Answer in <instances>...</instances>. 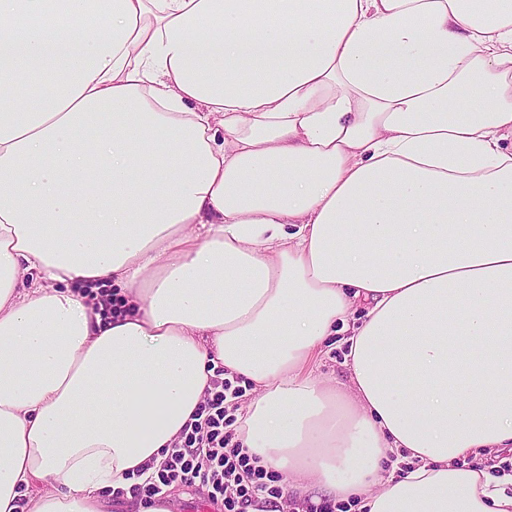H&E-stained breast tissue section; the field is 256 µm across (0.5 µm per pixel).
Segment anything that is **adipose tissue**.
<instances>
[{"instance_id":"ef3b65f1","label":"adipose tissue","mask_w":512,"mask_h":512,"mask_svg":"<svg viewBox=\"0 0 512 512\" xmlns=\"http://www.w3.org/2000/svg\"><path fill=\"white\" fill-rule=\"evenodd\" d=\"M220 366L298 501L512 512V0H0V512H102ZM317 374L332 382L336 380L344 381L347 378L348 370L343 365V356L340 351L334 350L324 358V361L318 365ZM512 448H502L500 449L497 454L496 458L492 459L488 456H485L483 454H480L478 457H474L473 455L470 456L467 461L470 465L478 468H486L487 469L492 465H497L499 468L489 470L492 474H500L502 471L504 472H511L512 470Z\"/></svg>"}]
</instances>
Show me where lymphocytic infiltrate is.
<instances>
[{
  "mask_svg": "<svg viewBox=\"0 0 512 512\" xmlns=\"http://www.w3.org/2000/svg\"><path fill=\"white\" fill-rule=\"evenodd\" d=\"M244 394L239 377L212 379L156 475L132 484L129 494L151 504L166 486H204L226 512H272L285 490L266 483L264 470L251 463L236 439V411Z\"/></svg>",
  "mask_w": 512,
  "mask_h": 512,
  "instance_id": "1",
  "label": "lymphocytic infiltrate"
}]
</instances>
